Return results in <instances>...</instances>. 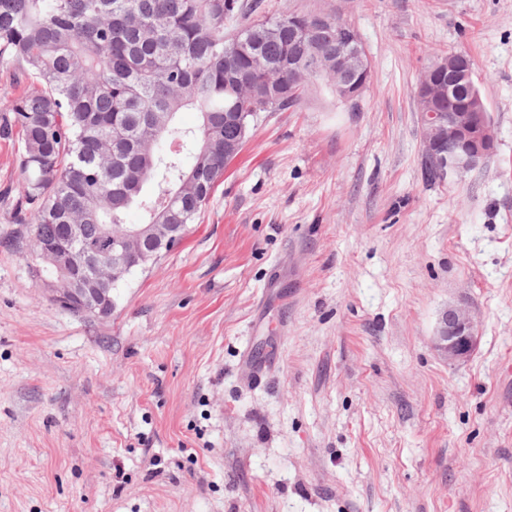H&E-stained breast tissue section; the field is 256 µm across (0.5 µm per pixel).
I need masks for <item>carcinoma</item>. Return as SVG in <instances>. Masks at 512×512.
<instances>
[{
    "instance_id": "carcinoma-1",
    "label": "carcinoma",
    "mask_w": 512,
    "mask_h": 512,
    "mask_svg": "<svg viewBox=\"0 0 512 512\" xmlns=\"http://www.w3.org/2000/svg\"><path fill=\"white\" fill-rule=\"evenodd\" d=\"M242 11L238 0H0V67L36 83L0 99V139L21 146L15 223L34 225L36 274L51 266L46 240L78 224L77 242L100 244L86 287L116 288L108 241L127 212L144 224L196 223L239 138L225 113L250 126L260 112L297 109L324 77L299 82L288 61L347 46L337 17L224 26ZM188 108L200 114L196 129L176 123ZM447 175L427 156V181Z\"/></svg>"
}]
</instances>
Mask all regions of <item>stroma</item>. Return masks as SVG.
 Listing matches in <instances>:
<instances>
[{
  "instance_id": "obj_1",
  "label": "stroma",
  "mask_w": 512,
  "mask_h": 512,
  "mask_svg": "<svg viewBox=\"0 0 512 512\" xmlns=\"http://www.w3.org/2000/svg\"><path fill=\"white\" fill-rule=\"evenodd\" d=\"M261 4L351 23L370 82L260 113L111 315L35 275L0 140V512H512V0ZM460 50L496 147L430 184L415 89ZM475 322L471 312L455 305L444 309L438 319L432 344L448 363L467 358L476 344Z\"/></svg>"
}]
</instances>
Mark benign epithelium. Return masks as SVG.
Returning a JSON list of instances; mask_svg holds the SVG:
<instances>
[{
    "mask_svg": "<svg viewBox=\"0 0 512 512\" xmlns=\"http://www.w3.org/2000/svg\"><path fill=\"white\" fill-rule=\"evenodd\" d=\"M354 48L339 51L336 58L320 56L304 61L311 71L319 64L336 74V96L344 102H353L361 94L371 74V62L356 33H351ZM460 53L442 55L425 70L417 85L415 97L422 113L423 134L427 152L451 172H468L477 168L495 148L496 135L491 122L481 112V98H473L464 106L448 112L442 103L449 98L453 87L470 80L471 73ZM143 229L131 224L123 232L112 235V269L127 272L142 262ZM52 277V299L78 313L104 317L112 311V291L109 288H83L80 281ZM433 348L450 363L467 358L476 344L475 322L471 312L450 305L438 319Z\"/></svg>",
    "mask_w": 512,
    "mask_h": 512,
    "instance_id": "obj_1",
    "label": "benign epithelium"
}]
</instances>
